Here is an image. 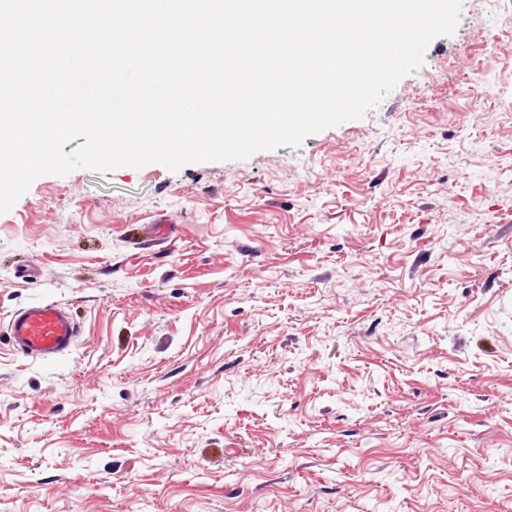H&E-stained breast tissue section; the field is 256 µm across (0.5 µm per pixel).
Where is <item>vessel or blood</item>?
Returning a JSON list of instances; mask_svg holds the SVG:
<instances>
[{
    "mask_svg": "<svg viewBox=\"0 0 512 512\" xmlns=\"http://www.w3.org/2000/svg\"><path fill=\"white\" fill-rule=\"evenodd\" d=\"M7 328L9 342L17 354L43 362L69 354L79 336L68 307L54 301L14 310Z\"/></svg>",
    "mask_w": 512,
    "mask_h": 512,
    "instance_id": "vessel-or-blood-1",
    "label": "vessel or blood"
}]
</instances>
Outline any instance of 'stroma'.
I'll return each mask as SVG.
<instances>
[{
    "instance_id": "1",
    "label": "stroma",
    "mask_w": 512,
    "mask_h": 512,
    "mask_svg": "<svg viewBox=\"0 0 512 512\" xmlns=\"http://www.w3.org/2000/svg\"><path fill=\"white\" fill-rule=\"evenodd\" d=\"M0 512H512V0L301 148L0 214ZM8 338L19 355L43 362L69 354L79 332L67 306L42 302L20 307L8 315Z\"/></svg>"
}]
</instances>
